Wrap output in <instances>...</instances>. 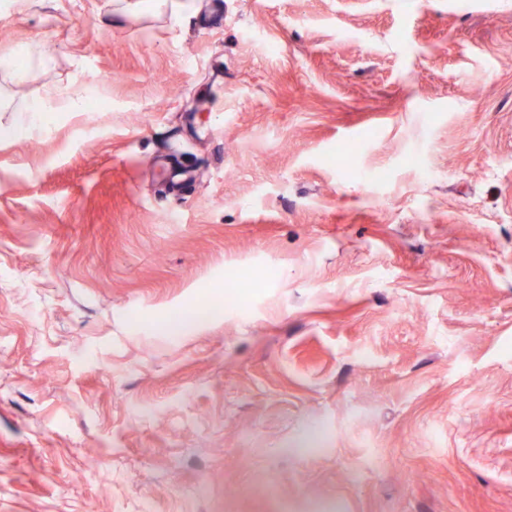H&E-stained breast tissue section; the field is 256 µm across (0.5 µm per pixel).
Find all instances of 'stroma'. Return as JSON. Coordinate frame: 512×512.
<instances>
[{
  "label": "stroma",
  "instance_id": "obj_1",
  "mask_svg": "<svg viewBox=\"0 0 512 512\" xmlns=\"http://www.w3.org/2000/svg\"><path fill=\"white\" fill-rule=\"evenodd\" d=\"M0 0V512H512V0ZM54 93L50 92L45 99L30 104L23 112H27L25 118L16 126L2 127V130L10 132V137L24 132L26 134H33L41 132L44 128L45 115L48 110L47 102L51 101Z\"/></svg>",
  "mask_w": 512,
  "mask_h": 512
}]
</instances>
